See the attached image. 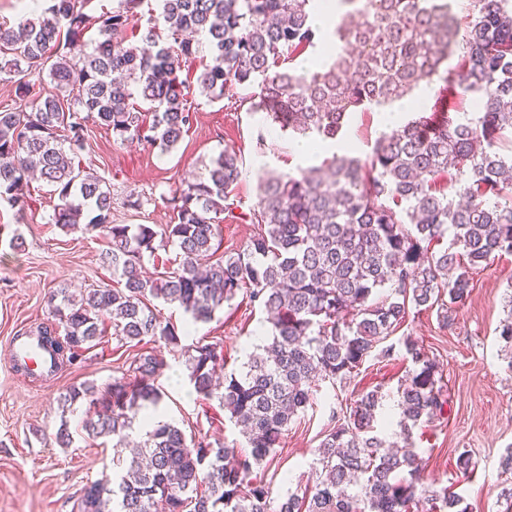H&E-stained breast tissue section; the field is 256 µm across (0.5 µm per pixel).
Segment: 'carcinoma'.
<instances>
[{"label":"carcinoma","instance_id":"1","mask_svg":"<svg viewBox=\"0 0 512 512\" xmlns=\"http://www.w3.org/2000/svg\"><path fill=\"white\" fill-rule=\"evenodd\" d=\"M86 2L51 0L16 28L0 25V81L14 82L21 102L41 95L27 80L32 72L53 85L34 112L0 109V201L23 205V185L39 175L58 198L52 223L102 232L121 282L51 294L55 323L36 336L51 352L52 370L103 335L108 318L123 345L179 347L177 327L154 299L195 324L247 288L269 316L272 343L222 384V348L200 345L187 358L195 390L244 428L247 452L189 443L177 426L150 419L165 366L150 351L134 360L133 377L101 396L92 385L71 388L61 407L87 402L93 437L121 442L139 418L152 426L129 449L117 486H86L79 512H267L269 488L249 475L280 446L314 383L356 371L406 321L409 306L465 305L472 271L512 253V154L501 153L512 131V0H475L462 35L451 0H341L351 10L336 26V52L300 73L290 64L315 47L310 0H158V15L144 27L136 21L141 0H116L99 17L84 12ZM92 25V50L68 56L65 46ZM204 45L201 94L212 100L229 85L255 86L249 111L302 136L334 139L349 112L390 106L437 78L449 99L383 134L364 160L334 155L325 173L312 166L298 176L270 175L250 215L257 229L247 249L221 254L218 224L241 176L235 149L221 150L206 174L167 199L174 222L161 238L148 224L112 223L106 181L75 165L90 122L122 141L174 149L195 120L181 64ZM458 45L459 63L450 68ZM445 238L446 248L431 249ZM167 245L179 251L178 268L143 275L144 262ZM505 307L499 336L512 345V293ZM404 346L414 364L399 386L404 446L389 447L374 433L379 391L361 395L321 441L315 484L288 492L279 512H467L450 488L423 486L412 429L446 399L436 361L413 341Z\"/></svg>","mask_w":512,"mask_h":512}]
</instances>
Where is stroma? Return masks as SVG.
I'll return each mask as SVG.
<instances>
[{"instance_id": "1", "label": "stroma", "mask_w": 512, "mask_h": 512, "mask_svg": "<svg viewBox=\"0 0 512 512\" xmlns=\"http://www.w3.org/2000/svg\"><path fill=\"white\" fill-rule=\"evenodd\" d=\"M249 94L237 85L212 101L190 91L187 105L197 120L177 148L165 154L143 141L117 140L111 131L89 124L88 149L80 163L105 179L112 193L113 222L149 224L157 230L171 223L167 198L204 173L222 149L232 147L241 152L242 174L218 233L223 250L245 249L254 231L248 217L257 204L259 184L273 171L300 172L288 151L289 135L263 114L248 111L242 100ZM133 194L142 199L141 207L129 205ZM57 202L46 182L35 181L23 209L0 205V512H77L84 487L100 479L117 480L113 461L128 455L112 438L87 434L86 404L65 411L58 399L83 383L105 391L114 379L131 374L138 345H121L107 335L75 362L37 378L17 371L9 358L16 337L52 323L53 290L65 286L79 293L117 283L102 263L107 244L100 232L51 223ZM16 237L22 247L12 246ZM473 285L463 308L445 314L436 308L410 309L404 324L381 341L350 380L318 382L311 405L289 424L274 457L252 472L270 488L268 512H278L288 492L313 484L321 440L362 392L380 391L382 406L374 427L387 441H398L397 388L412 367L404 347L408 339L423 345L438 364L446 398L441 415L412 434L425 463V487H453L468 512H504L499 493L507 477L500 460L512 448V349L500 339L498 328L507 316L504 295L512 291V254L476 270ZM266 317L242 291L211 321L198 323L195 332L182 337L180 348L153 343L155 354L166 363L157 380L162 409L187 438L245 449V437L218 401L195 394L184 351L201 343L219 344L225 373L239 372L270 332ZM63 425L71 435L66 448L56 441ZM463 452L475 463L466 479L457 476L454 466Z\"/></svg>"}]
</instances>
